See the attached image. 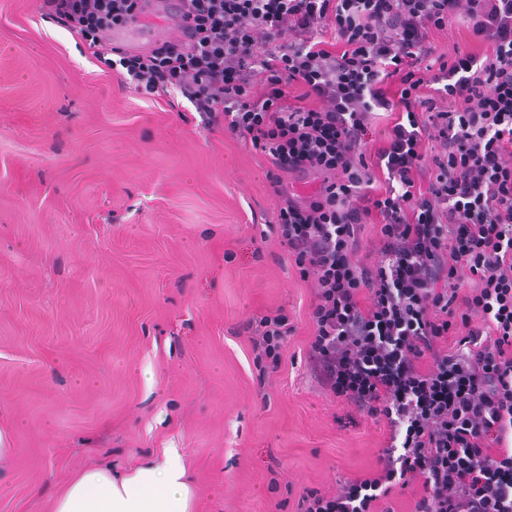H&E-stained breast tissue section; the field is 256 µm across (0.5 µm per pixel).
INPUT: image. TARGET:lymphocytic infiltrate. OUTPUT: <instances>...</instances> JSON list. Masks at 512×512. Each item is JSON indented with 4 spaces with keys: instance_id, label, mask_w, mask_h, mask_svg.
<instances>
[{
    "instance_id": "1",
    "label": "lymphocytic infiltrate",
    "mask_w": 512,
    "mask_h": 512,
    "mask_svg": "<svg viewBox=\"0 0 512 512\" xmlns=\"http://www.w3.org/2000/svg\"><path fill=\"white\" fill-rule=\"evenodd\" d=\"M186 2L142 51L101 39L142 0L38 8L116 55L128 88L180 92L265 156L273 229L312 288L309 365L388 431L375 470L305 489L298 512H392L414 484L412 512H512V0ZM453 20L480 52L439 53ZM293 332L281 309L256 320L260 374Z\"/></svg>"
}]
</instances>
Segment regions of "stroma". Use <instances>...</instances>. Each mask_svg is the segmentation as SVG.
Segmentation results:
<instances>
[{
	"label": "stroma",
	"instance_id": "1",
	"mask_svg": "<svg viewBox=\"0 0 512 512\" xmlns=\"http://www.w3.org/2000/svg\"><path fill=\"white\" fill-rule=\"evenodd\" d=\"M265 170L222 116L142 97L37 0H0V512L169 448L192 512H297L373 468L386 427L311 373ZM279 308L296 332L263 381L247 326Z\"/></svg>",
	"mask_w": 512,
	"mask_h": 512
}]
</instances>
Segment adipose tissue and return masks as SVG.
<instances>
[{
  "mask_svg": "<svg viewBox=\"0 0 512 512\" xmlns=\"http://www.w3.org/2000/svg\"><path fill=\"white\" fill-rule=\"evenodd\" d=\"M192 497L184 464L172 448L164 464L146 461L126 475L85 470L56 499L53 512H190Z\"/></svg>",
  "mask_w": 512,
  "mask_h": 512,
  "instance_id": "adipose-tissue-1",
  "label": "adipose tissue"
}]
</instances>
